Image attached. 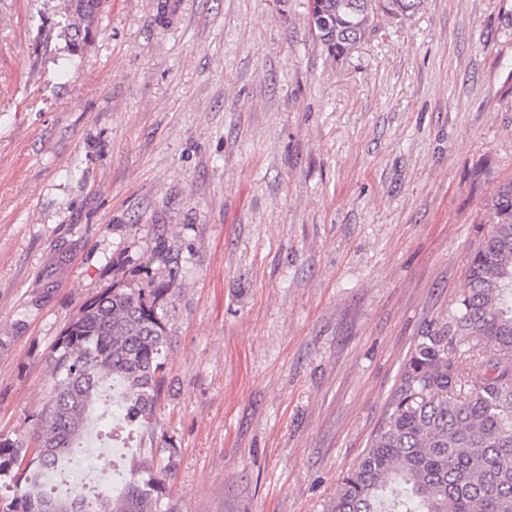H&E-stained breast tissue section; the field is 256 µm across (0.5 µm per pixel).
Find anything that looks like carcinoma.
Wrapping results in <instances>:
<instances>
[{"instance_id": "carcinoma-1", "label": "carcinoma", "mask_w": 512, "mask_h": 512, "mask_svg": "<svg viewBox=\"0 0 512 512\" xmlns=\"http://www.w3.org/2000/svg\"><path fill=\"white\" fill-rule=\"evenodd\" d=\"M424 0H309L308 24L335 56L400 22ZM100 0H66L71 53L91 37ZM490 229L470 247L466 288L446 318L414 343L384 417L329 512H512V181L486 203ZM168 280L114 281L84 303L50 346L47 400L32 423L38 447L0 437V512H160L163 476L178 449H157L159 471L133 474L117 493L89 500L44 478L81 448L90 423L104 436L157 421L168 336L164 302L178 268L170 246L136 258ZM478 348L464 356L462 345Z\"/></svg>"}]
</instances>
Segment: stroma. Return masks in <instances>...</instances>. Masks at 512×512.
I'll use <instances>...</instances> for the list:
<instances>
[{"label": "stroma", "mask_w": 512, "mask_h": 512, "mask_svg": "<svg viewBox=\"0 0 512 512\" xmlns=\"http://www.w3.org/2000/svg\"><path fill=\"white\" fill-rule=\"evenodd\" d=\"M0 0V434L30 437L44 357L158 239L162 512H327L417 336L464 288L512 178V0H425L336 57L307 0ZM100 0H67L65 3V25L62 27L67 47L75 54L91 37L95 15Z\"/></svg>", "instance_id": "35a3bbf8"}]
</instances>
